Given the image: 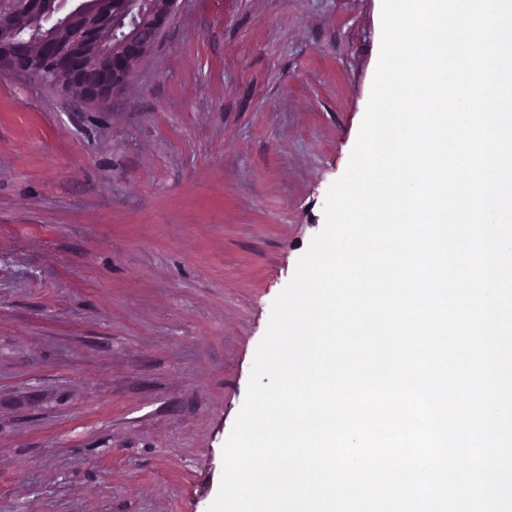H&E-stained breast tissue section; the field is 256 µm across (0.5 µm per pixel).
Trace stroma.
Returning a JSON list of instances; mask_svg holds the SVG:
<instances>
[{
	"label": "stroma",
	"mask_w": 512,
	"mask_h": 512,
	"mask_svg": "<svg viewBox=\"0 0 512 512\" xmlns=\"http://www.w3.org/2000/svg\"><path fill=\"white\" fill-rule=\"evenodd\" d=\"M381 0H178L109 106L0 73V512H208Z\"/></svg>",
	"instance_id": "1"
}]
</instances>
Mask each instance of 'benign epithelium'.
<instances>
[{
  "label": "benign epithelium",
  "mask_w": 512,
  "mask_h": 512,
  "mask_svg": "<svg viewBox=\"0 0 512 512\" xmlns=\"http://www.w3.org/2000/svg\"><path fill=\"white\" fill-rule=\"evenodd\" d=\"M177 0H25L23 17L0 8V72L20 71L33 77L67 76L66 94L78 92L104 105L128 84L136 67L148 58L174 12ZM112 19V29L99 39L77 40L65 47L58 33L78 17ZM118 33L119 51L105 49Z\"/></svg>",
  "instance_id": "benign-epithelium-1"
}]
</instances>
